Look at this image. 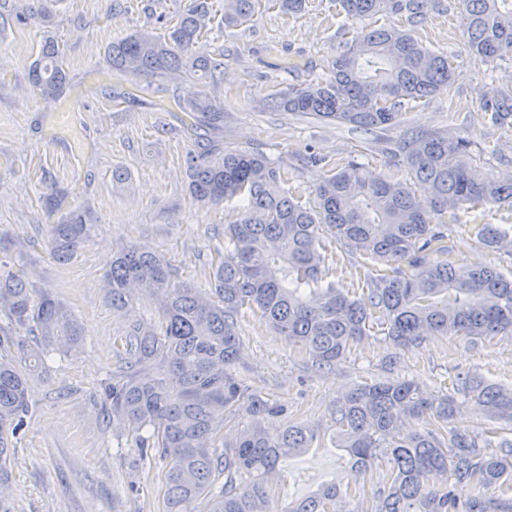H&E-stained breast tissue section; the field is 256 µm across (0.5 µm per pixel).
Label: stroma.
Returning <instances> with one entry per match:
<instances>
[{
    "label": "stroma",
    "instance_id": "stroma-1",
    "mask_svg": "<svg viewBox=\"0 0 512 512\" xmlns=\"http://www.w3.org/2000/svg\"><path fill=\"white\" fill-rule=\"evenodd\" d=\"M189 3L47 0L45 14L33 12L34 0L0 5L7 17L0 23V237L21 259L31 288L62 300L83 334L68 355L51 354L31 384V413L11 457L16 512H162L164 464L139 458L123 424L113 420L105 393L131 320L157 319L158 309L147 296L128 312L112 309L103 275L115 254L141 244L165 256L178 279L207 287V262L223 247L224 226L236 210L231 202L192 201L185 175L190 153L210 145L262 153L287 171L288 188L305 201L328 170L350 156L369 175L407 179L394 154L412 132L466 136L493 157L512 159V130L482 120L492 85L512 87V60L476 63L456 8L429 12L416 29L425 46L452 55L454 84L417 102L398 124L365 134L274 112L266 103L274 91L327 77L343 29L361 32L362 22L347 21L333 0H306L297 15L259 11L242 25L211 31L208 51L224 59L219 82L113 74L104 56L108 45L141 30L166 33L159 15L175 18ZM49 39L64 48L67 85L57 97L42 96L29 81ZM203 91L223 103V130H192L188 103ZM69 104L81 107L83 141L76 153L71 133L54 122ZM116 168L125 170L123 180H113ZM53 186L62 193L51 208L45 195ZM73 209L86 213L94 231L77 258L61 264L44 240L49 225ZM477 224L499 225L512 236V208L476 211L466 224L449 225L450 259L512 272V255L483 247L473 231ZM238 332L243 352L237 375L282 409L265 420L268 433L297 424L321 435L320 447L280 463L271 485L278 512L328 484L340 490L346 512H374L386 470L354 479L331 417L337 399L355 386L413 379L436 395L450 392L458 374L476 373L512 389L511 336H428L410 349L370 336L319 372L303 349L277 336L260 316L242 319Z\"/></svg>",
    "mask_w": 512,
    "mask_h": 512
}]
</instances>
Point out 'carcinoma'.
Returning <instances> with one entry per match:
<instances>
[{
  "label": "carcinoma",
  "instance_id": "cac0c4a2",
  "mask_svg": "<svg viewBox=\"0 0 512 512\" xmlns=\"http://www.w3.org/2000/svg\"><path fill=\"white\" fill-rule=\"evenodd\" d=\"M347 18L378 15L407 23L382 25L346 40L328 78L270 94L276 112L334 121L360 129L398 122L412 104L455 81L451 57L415 36L439 0H336ZM305 0H224L216 17L205 0L184 10L164 37L131 34L106 50L117 75L200 76L213 82L224 60L212 57L202 38L226 25L247 22L260 8L297 14ZM460 20L474 59L481 64L512 54V0H458ZM66 81L55 40L42 45L30 78L46 96L61 94ZM195 123L224 129V107L207 93L190 102ZM488 120L512 128V89L495 86L485 104ZM410 182L370 178L348 159L329 170L302 203L282 187L288 172L245 149L205 150L186 168L191 197L204 204L236 202L237 218L224 226V250L210 260V289L176 281L166 258L134 245L112 258L103 288L112 307L130 306L147 293L160 305L155 322H136L123 337L120 370L112 375V417L128 426L135 447L166 461L163 512H274L267 477L283 459L311 448L318 430L290 425L276 437L262 427L279 413L235 373L243 344L238 322L260 314L271 329L308 354L323 371L367 336L409 348L424 336L492 338L512 335V274L475 263L458 267L447 258L448 224L460 213L512 207V171L494 173L483 151L467 137L412 133L398 146ZM427 187L422 200L415 185ZM93 226L75 210L49 225L45 246L60 263L70 262ZM478 241L504 248L495 224L475 227ZM389 268L367 279L352 298L325 282L334 262L325 240ZM0 512H15L1 493L13 477L12 438L30 411L28 386L51 352L67 354L81 340L77 320L57 298L36 296L24 270L0 263ZM24 330L33 344L16 346ZM454 394L434 396L413 380L366 383L337 401L333 412L353 471L360 477L387 465L386 486L375 512H512V440L500 453L491 441L462 424L444 436L428 427L403 429L461 414L457 398L485 415L512 422V390L475 374L455 380ZM249 426L224 441V422ZM337 490L325 486L295 500L285 512H336Z\"/></svg>",
  "mask_w": 512,
  "mask_h": 512
}]
</instances>
